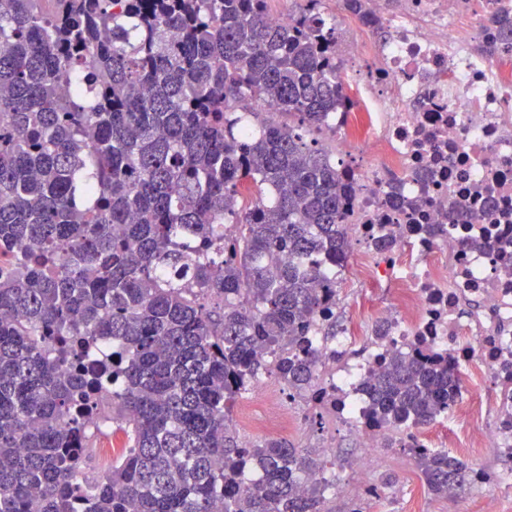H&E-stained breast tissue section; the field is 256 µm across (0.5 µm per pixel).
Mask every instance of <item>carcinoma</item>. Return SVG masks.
I'll list each match as a JSON object with an SVG mask.
<instances>
[{"label": "carcinoma", "instance_id": "1", "mask_svg": "<svg viewBox=\"0 0 512 512\" xmlns=\"http://www.w3.org/2000/svg\"><path fill=\"white\" fill-rule=\"evenodd\" d=\"M268 13L0 0V253L17 255L0 266V512H326L319 464L227 428L263 371L314 390L307 336L336 294L320 264L350 250L314 137L342 104L336 21ZM254 189L269 202L245 203ZM409 349L365 383L370 424L420 428L456 405L452 353ZM111 424L126 443L91 478ZM407 450L437 496L476 481L446 449Z\"/></svg>", "mask_w": 512, "mask_h": 512}]
</instances>
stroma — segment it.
I'll list each match as a JSON object with an SVG mask.
<instances>
[{"label": "stroma", "instance_id": "stroma-1", "mask_svg": "<svg viewBox=\"0 0 512 512\" xmlns=\"http://www.w3.org/2000/svg\"><path fill=\"white\" fill-rule=\"evenodd\" d=\"M391 289L373 288L362 282L355 270H348L339 290L336 319L348 323L358 305H365L367 316L360 336L346 354L330 364L333 372H343L371 341V328L379 310L391 298ZM462 396L473 395L484 402V412L475 420L449 417L422 427L420 434L432 447H444L448 439L460 438L491 427L498 422L500 391L491 375L473 381L462 380ZM291 408L298 418L296 430L287 439L295 447L324 465L342 484L340 492L327 495L328 512H488L498 503L500 512H512V452L499 448L483 449L469 458L470 467L478 474V482L462 493L437 498L428 494L411 455L400 446L404 432H397L396 447L379 449L367 475H359L354 461L359 455V435L345 423L340 414L310 403L306 396L296 397Z\"/></svg>", "mask_w": 512, "mask_h": 512}]
</instances>
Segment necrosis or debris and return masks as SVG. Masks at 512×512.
Here are the masks:
<instances>
[{
	"label": "necrosis or debris",
	"instance_id": "necrosis-or-debris-1",
	"mask_svg": "<svg viewBox=\"0 0 512 512\" xmlns=\"http://www.w3.org/2000/svg\"><path fill=\"white\" fill-rule=\"evenodd\" d=\"M504 14L512 16V0H400L358 99L327 119L337 142L358 149L338 165L359 275L393 290L379 315L383 337L325 381L358 430L362 472L392 434L366 425L362 382L411 337L433 338L460 371L477 378L492 369L512 390V39L501 34ZM466 31L487 53L471 52ZM465 300L489 313L488 325L458 318ZM474 334L475 348L464 342ZM250 390L278 410L252 421V433L296 425L287 395Z\"/></svg>",
	"mask_w": 512,
	"mask_h": 512
}]
</instances>
